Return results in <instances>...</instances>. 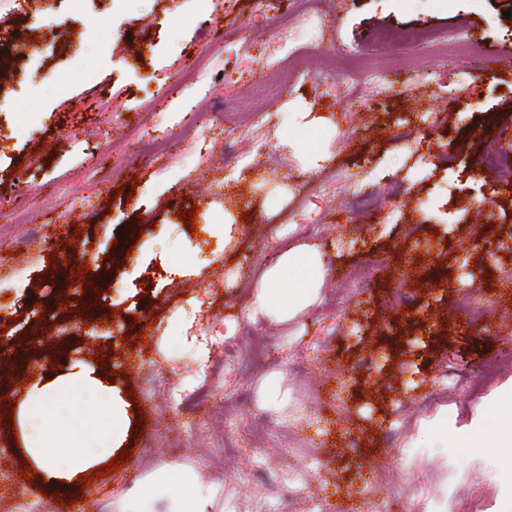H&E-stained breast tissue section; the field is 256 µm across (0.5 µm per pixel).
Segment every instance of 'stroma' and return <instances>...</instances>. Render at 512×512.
Returning <instances> with one entry per match:
<instances>
[{"mask_svg":"<svg viewBox=\"0 0 512 512\" xmlns=\"http://www.w3.org/2000/svg\"><path fill=\"white\" fill-rule=\"evenodd\" d=\"M319 2L326 24L310 29L290 21L297 0H0V398L23 400L24 377L51 379L98 349L112 357L97 364L100 378L136 397L128 464L64 489L42 473L23 478L13 419L0 416V472L10 476L0 512H66L81 495L90 512H125L140 481L174 462L247 495L261 449L280 451L294 435L321 445L313 481L335 512H512L511 453L429 440L445 421L464 430L512 388L508 368L469 390L485 363L502 358L498 336L512 324V252L499 246L512 233V184L479 162L487 148L512 156V0ZM395 26L460 32L480 49L440 57L374 42ZM244 41L302 44L315 58L356 53L374 61L378 78L357 77L331 96L332 78L317 67L289 79L260 104L270 129L230 180L224 140L207 121L229 104L241 123L258 105L238 71L253 68L259 80L266 70L261 57L242 55ZM38 42L52 53H34ZM197 61L205 73L190 93L177 79ZM412 127L431 165L396 141ZM160 135L173 142L170 155L133 146ZM386 183L398 195L362 211ZM191 209L195 235L180 220ZM140 222L147 228L131 243L128 228ZM218 224L231 232L215 234ZM431 238L433 255L418 260L417 240ZM297 243L322 251L325 290L349 296L343 315L318 303L275 322L255 310L266 268ZM73 259L90 267L95 307L80 286L61 285ZM365 260L369 282H346ZM397 287L416 301L385 311ZM422 320L425 334L414 335ZM202 325L239 338L260 329L276 338L277 360L245 377L219 367L203 378L210 361L194 342ZM297 361L311 386L293 376ZM157 372L204 380V400L164 407L147 398L144 382ZM448 375L459 383L448 401L388 441L390 421ZM243 389L250 400L232 423L241 436L256 424L264 435L255 453L209 468L224 449L208 430L225 393Z\"/></svg>","mask_w":512,"mask_h":512,"instance_id":"obj_1","label":"stroma"}]
</instances>
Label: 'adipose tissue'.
I'll return each mask as SVG.
<instances>
[{
    "label": "adipose tissue",
    "instance_id": "adipose-tissue-1",
    "mask_svg": "<svg viewBox=\"0 0 512 512\" xmlns=\"http://www.w3.org/2000/svg\"><path fill=\"white\" fill-rule=\"evenodd\" d=\"M324 275L322 253L306 244L281 251L264 275V286L254 298L255 308L283 320L311 306L319 295ZM89 407V414L75 412L74 403ZM65 423L80 435L79 447L49 445L48 418ZM24 444L50 479L69 481L80 472L108 458L118 449L129 425L119 390L104 384L95 370L82 361L51 382H33L19 407ZM167 483L172 492L168 512H207L215 496L213 486L197 480L178 464L151 475L140 491L133 512H156L154 486Z\"/></svg>",
    "mask_w": 512,
    "mask_h": 512
}]
</instances>
